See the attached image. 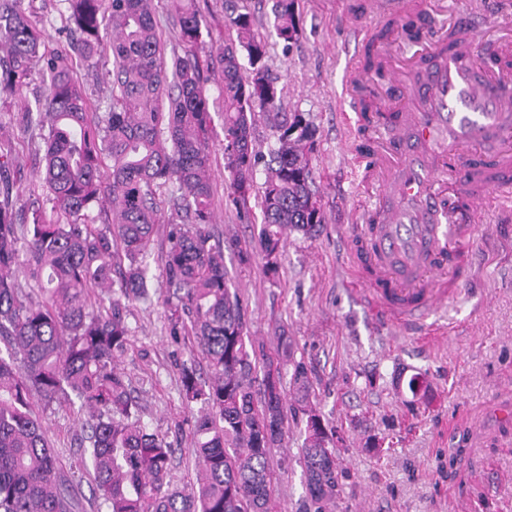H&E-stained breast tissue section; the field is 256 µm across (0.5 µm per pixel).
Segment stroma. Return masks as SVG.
<instances>
[{"label":"stroma","instance_id":"35a3bbf8","mask_svg":"<svg viewBox=\"0 0 512 512\" xmlns=\"http://www.w3.org/2000/svg\"><path fill=\"white\" fill-rule=\"evenodd\" d=\"M373 0H299L302 29L297 46L285 49L272 28L273 0H234L256 18L268 44L267 65L285 93V111L302 112L315 125L312 166L327 217L322 231L289 233L277 278L261 260L241 265L228 238L251 242L260 211L238 217L221 152L212 157L214 236L225 240L229 287L247 314V331L275 352L288 337L296 356L311 367L312 398L339 437V491L329 512H512V220L492 208L480 218L472 275L443 310L452 332L420 340L413 331L377 321L353 283L349 224L363 198L364 166L354 151L353 130H340L336 97L344 78L345 52L364 63V43L377 29ZM471 18L479 42L512 34V0H448V17ZM0 142L24 159L14 172L25 197L41 192L37 155L43 144L22 132L13 112L0 111ZM129 349L119 368L137 397L140 421L175 450V482L193 484L192 456L198 409L180 394L183 367L206 372L202 353L168 334L164 290L131 304L126 312ZM426 375V391L411 394L407 381ZM45 436L70 481L75 512H99L88 478L75 462L86 414L79 404L40 411ZM388 436L372 447L370 436ZM303 439L289 427L271 449L274 496L282 512H301L307 496Z\"/></svg>","mask_w":512,"mask_h":512}]
</instances>
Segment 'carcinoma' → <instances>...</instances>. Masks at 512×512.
Wrapping results in <instances>:
<instances>
[{
  "label": "carcinoma",
  "instance_id": "carcinoma-1",
  "mask_svg": "<svg viewBox=\"0 0 512 512\" xmlns=\"http://www.w3.org/2000/svg\"><path fill=\"white\" fill-rule=\"evenodd\" d=\"M66 45L51 48L26 0H0V105L39 81L43 94L21 108L19 126L43 141L44 199L24 200L0 187V512H73L71 485L60 474L39 416L50 405L80 402L89 414L80 466L105 512H278L270 449L285 423L303 425L307 497L302 512H325L336 496V442L311 403L310 369L283 342L273 354L247 336L245 313L228 284L224 242L212 223L211 112L202 56L222 73L224 168L241 212L258 167L265 171L261 226L240 264L261 257L276 277L286 231L314 235L326 223L316 197L310 154L315 128L302 112L281 111L284 88L266 63L267 43L252 13L229 18L236 38L217 51L198 0H169L178 45L166 59L155 0H62ZM297 0H274L273 30L285 47L300 31ZM112 55L111 99L90 101L75 77L78 62ZM247 58V64L241 58ZM275 146L257 148L258 119ZM165 187L184 223L169 230L163 275L168 330L195 342L210 378L181 372V394L201 405L196 418V482L174 487L173 448L148 433L118 362L127 351L129 303L153 287L149 258ZM110 204L109 218L91 211ZM24 267L41 300H25ZM292 369L294 398L284 378Z\"/></svg>",
  "mask_w": 512,
  "mask_h": 512
}]
</instances>
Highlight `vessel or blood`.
Segmentation results:
<instances>
[{
	"label": "vessel or blood",
	"instance_id": "b4317fda",
	"mask_svg": "<svg viewBox=\"0 0 512 512\" xmlns=\"http://www.w3.org/2000/svg\"><path fill=\"white\" fill-rule=\"evenodd\" d=\"M476 37L462 17L453 48L421 41L407 68L391 72L404 96L378 103L396 123L369 171L381 202L349 233L376 243L355 261L356 283L373 314L396 328L422 323L465 284L479 214L512 201V70L484 76L473 63ZM372 84V73L354 71L345 100L357 103Z\"/></svg>",
	"mask_w": 512,
	"mask_h": 512
}]
</instances>
